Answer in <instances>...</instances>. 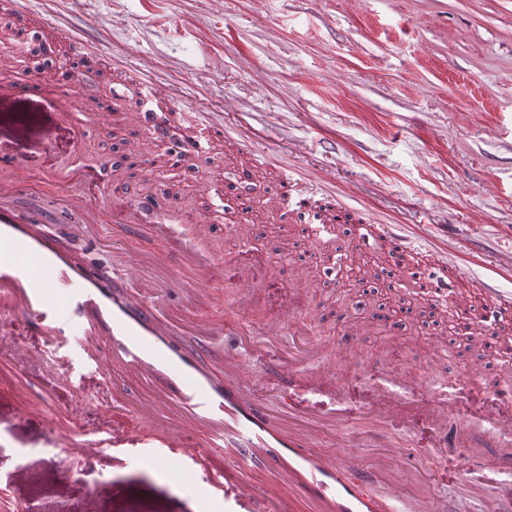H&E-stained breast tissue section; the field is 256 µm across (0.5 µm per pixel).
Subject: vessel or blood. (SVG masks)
I'll list each match as a JSON object with an SVG mask.
<instances>
[{"label": "vessel or blood", "instance_id": "b4317fda", "mask_svg": "<svg viewBox=\"0 0 512 512\" xmlns=\"http://www.w3.org/2000/svg\"><path fill=\"white\" fill-rule=\"evenodd\" d=\"M84 58L81 71L65 76L1 81L0 98L50 97L59 118L73 124V91L90 85L96 55L88 51ZM136 122L151 139H165L167 129L157 111L138 112ZM22 168L18 158L0 159V316L30 324L51 343L61 336L79 334L82 364L104 380H111L113 372L120 370L147 382L163 381L162 398L148 397L139 406L142 426L161 427L157 416L161 399L177 407L187 425L186 431L172 432L165 441L123 428L90 435L65 430L60 434L61 456L79 450L101 458L132 443L142 449V465L169 460L181 469L190 464L208 469L224 487V512H288L275 489H268L263 496L258 493L251 465L261 457L269 466H282L289 479L303 487L311 503L309 512H401L402 487L386 479L380 469L364 467L344 451L326 456L314 453L307 396L335 390L336 372L330 365L302 371L306 349L301 344L278 366L268 364L266 345L286 335L305 333L304 322L290 307L265 320L259 344L242 326L198 317L196 327L203 335L234 336L241 347L237 354L217 351L215 359L223 367L224 381L214 384L202 368L200 349L173 340L156 297L135 288L140 267L137 257H128L118 272L73 264L54 248L48 234L36 233V225L46 223V216L23 215L13 209L11 199L18 190ZM108 169L105 162L91 170L71 164L54 171L50 180L58 194L80 192L87 222H96L100 211L108 208L113 223L146 224L169 252L183 257L199 286L212 287L222 271V257L207 248L191 247L171 214L158 208L156 194L132 193L119 205L108 206ZM272 262L268 255L260 263L238 265L229 282L236 313L250 311L257 290L267 285L255 269L260 266L272 272ZM412 277L425 296H447V281L428 269L414 270ZM286 370L301 371L300 385L283 381ZM260 378L274 393L272 403L249 394ZM382 381L368 404L340 403L329 417V425L345 429L368 409L396 416L399 404L413 398L420 384L418 375L403 371L385 373ZM471 388V383L464 382L439 391L427 408L432 432L429 451L453 449L463 480L476 474L484 463L482 456L470 450L476 432H512V387L495 388L499 409L460 415L457 399ZM455 414L460 421L452 430L448 418ZM173 447L178 450L174 458L169 455Z\"/></svg>", "mask_w": 512, "mask_h": 512}]
</instances>
